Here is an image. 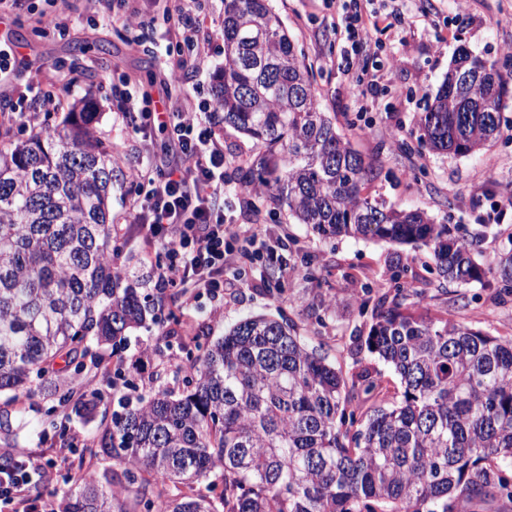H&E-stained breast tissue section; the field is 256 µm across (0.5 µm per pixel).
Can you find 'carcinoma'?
I'll use <instances>...</instances> for the list:
<instances>
[{"label": "carcinoma", "mask_w": 512, "mask_h": 512, "mask_svg": "<svg viewBox=\"0 0 512 512\" xmlns=\"http://www.w3.org/2000/svg\"><path fill=\"white\" fill-rule=\"evenodd\" d=\"M224 123L265 147L247 188L324 239L414 244L442 282L492 278L512 295V237L491 263L457 225L364 194L372 163L323 111L305 58L269 0H224ZM512 76L461 47L417 122L420 147L468 156L502 133ZM74 104L46 134L0 148V434L47 376V396L93 418L103 403L86 362L121 347L151 312L143 281L117 264L112 237L114 147ZM396 286L372 305L367 349L401 391L346 373L295 323L239 320L215 340L193 337L187 390L122 404L88 448L123 466L113 493L85 476L55 512H478L512 503V337L418 314ZM84 377L75 396L74 381ZM172 484L188 493L164 496Z\"/></svg>", "instance_id": "cac0c4a2"}]
</instances>
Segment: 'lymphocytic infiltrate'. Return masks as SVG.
Instances as JSON below:
<instances>
[{"mask_svg":"<svg viewBox=\"0 0 512 512\" xmlns=\"http://www.w3.org/2000/svg\"><path fill=\"white\" fill-rule=\"evenodd\" d=\"M154 13L117 16L125 27L148 28L157 19L172 21L184 42L196 43L198 51L172 63L171 77L159 84L157 95H129V121L141 133L159 131L168 142L156 165L137 166L130 177L146 186L135 204L137 221L159 247L163 259L157 278L166 287L197 297L201 290L224 285L225 270L237 258H264L287 268V236L269 246L263 231L235 223L224 199V146L216 136L218 105L196 109L189 105L191 89L181 83V71L200 63L209 54L213 37L204 32V20L195 12V0H153ZM338 25L348 51L347 64L361 53L367 26L361 0H347Z\"/></svg>","mask_w":512,"mask_h":512,"instance_id":"lymphocytic-infiltrate-1","label":"lymphocytic infiltrate"}]
</instances>
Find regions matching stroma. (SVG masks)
I'll return each instance as SVG.
<instances>
[{"label": "stroma", "instance_id": "35a3bbf8", "mask_svg": "<svg viewBox=\"0 0 512 512\" xmlns=\"http://www.w3.org/2000/svg\"><path fill=\"white\" fill-rule=\"evenodd\" d=\"M29 3V10L11 27L13 46L18 54L27 55L29 63L16 66L7 80L0 81V133L12 140L37 133L45 125H56L75 99L89 95L99 102L96 135L127 146L114 163L118 177L112 186L114 232L124 245L120 263L143 275L147 294L164 298L158 323L130 332L122 350L95 369L96 385L105 394L103 410H120L125 396L135 402L162 388L182 392L191 335L221 336L251 314L286 317L328 362L349 372L369 369L398 387L391 369L376 356L365 351L354 359L348 356L353 337L367 335L371 324L369 314L360 309L365 288L379 295L390 292L394 265L404 267L403 282L422 291L420 311L463 318L492 336H512V296H499L497 289L479 283L440 286L429 271L425 251L350 237L320 238L262 196L234 210V219L240 224L287 227L292 240L289 272L276 274L256 263L236 287L203 293L186 304L158 283L153 267L157 249L134 220L133 202L140 190L128 174L154 147L131 127L120 107L125 92H155L156 81L167 71L165 59L188 55L187 46L169 35L161 20L152 30L108 25L109 12L131 6L145 11L149 0H103L95 17L85 12L81 0H70V23L62 34L36 22V13L47 7L45 0ZM270 4L311 67L323 110L335 115L339 133L373 160L375 175L366 194L396 209L420 208L440 223L481 233L478 248L484 260H495L512 241V212L500 224L490 219L495 201L512 199V99L503 109V137L476 154L454 156L418 146L407 150L401 142L415 131L459 47L492 60L503 59L512 50V0H467L462 13L455 0H370L367 10L375 25L364 61L350 68L342 59L344 43L336 27L340 6L335 0ZM133 39L144 44V51L130 47ZM356 85L366 92L360 106L351 96ZM24 92L29 95L27 110H39L49 97L55 99L56 110L33 125H16L9 119L10 107ZM218 134L228 159L224 181L231 188L242 186L244 172L260 148L231 127L220 126ZM114 380L119 383L115 389L110 386ZM49 404L40 392L21 398L16 434L0 436V449L29 457L37 467L29 478V498L54 504L74 472L90 471L103 485L120 466L112 458H92L85 451L98 432V420L71 417L62 433L43 428Z\"/></svg>", "mask_w": 512, "mask_h": 512}]
</instances>
